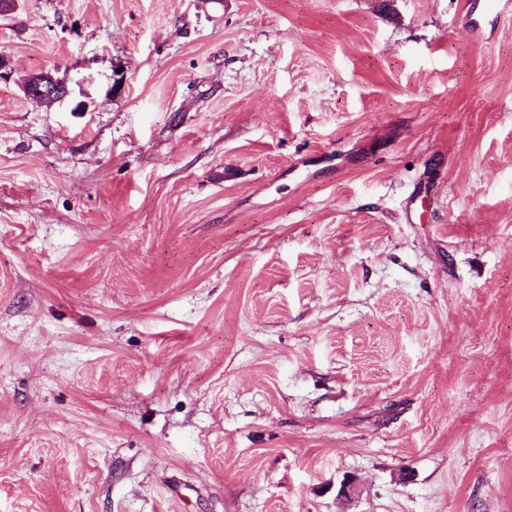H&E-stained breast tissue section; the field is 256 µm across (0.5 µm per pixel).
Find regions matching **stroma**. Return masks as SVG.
<instances>
[{
	"label": "stroma",
	"mask_w": 512,
	"mask_h": 512,
	"mask_svg": "<svg viewBox=\"0 0 512 512\" xmlns=\"http://www.w3.org/2000/svg\"><path fill=\"white\" fill-rule=\"evenodd\" d=\"M458 2L0 18V512H512V5ZM38 75L39 77L29 83L25 89L28 99L33 102H38L46 96L55 95L58 96L59 101L71 98L72 90L64 80L54 78L49 73H41Z\"/></svg>",
	"instance_id": "stroma-1"
}]
</instances>
